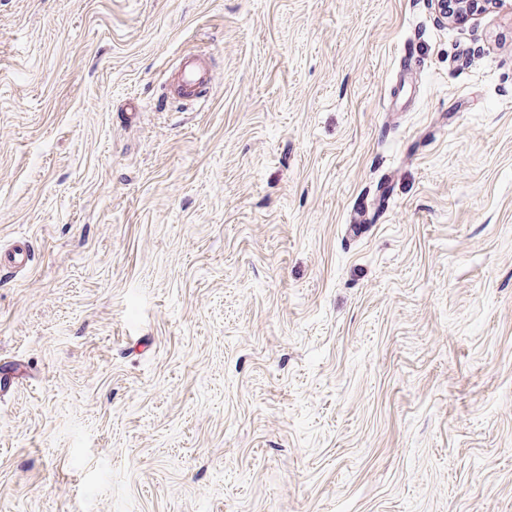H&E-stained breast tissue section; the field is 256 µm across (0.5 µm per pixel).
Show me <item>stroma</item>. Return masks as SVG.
Masks as SVG:
<instances>
[{
  "mask_svg": "<svg viewBox=\"0 0 512 512\" xmlns=\"http://www.w3.org/2000/svg\"><path fill=\"white\" fill-rule=\"evenodd\" d=\"M16 240L0 512H512V7L0 0ZM503 2L505 0H435L438 13L450 23L478 19ZM212 80L213 75L207 58L199 55L184 56L170 82L171 99L177 102L193 101L212 85ZM31 255L26 246L13 245L0 252V265L15 271L25 270L31 263Z\"/></svg>",
  "mask_w": 512,
  "mask_h": 512,
  "instance_id": "stroma-1",
  "label": "stroma"
}]
</instances>
